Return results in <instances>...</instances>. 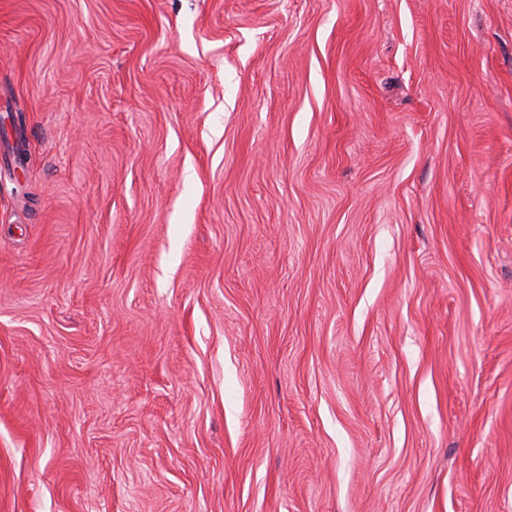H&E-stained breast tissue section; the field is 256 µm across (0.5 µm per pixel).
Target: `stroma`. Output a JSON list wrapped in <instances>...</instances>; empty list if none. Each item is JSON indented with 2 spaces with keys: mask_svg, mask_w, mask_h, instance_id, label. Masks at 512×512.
Returning a JSON list of instances; mask_svg holds the SVG:
<instances>
[{
  "mask_svg": "<svg viewBox=\"0 0 512 512\" xmlns=\"http://www.w3.org/2000/svg\"><path fill=\"white\" fill-rule=\"evenodd\" d=\"M0 512H512V0H0Z\"/></svg>",
  "mask_w": 512,
  "mask_h": 512,
  "instance_id": "stroma-1",
  "label": "stroma"
}]
</instances>
